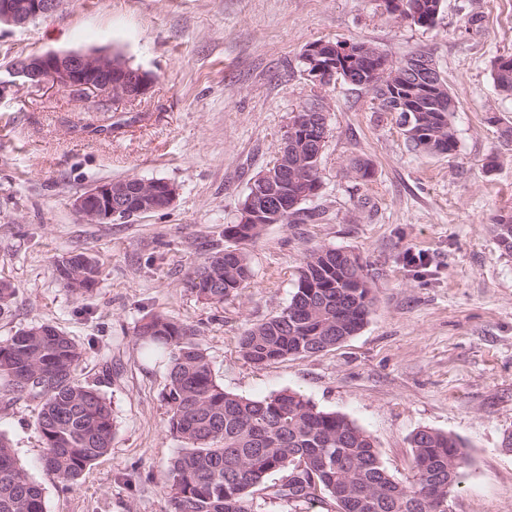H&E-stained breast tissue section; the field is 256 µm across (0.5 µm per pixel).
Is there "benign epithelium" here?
<instances>
[{
  "instance_id": "7a95c632",
  "label": "benign epithelium",
  "mask_w": 512,
  "mask_h": 512,
  "mask_svg": "<svg viewBox=\"0 0 512 512\" xmlns=\"http://www.w3.org/2000/svg\"><path fill=\"white\" fill-rule=\"evenodd\" d=\"M62 0H0V23L23 26L35 19L56 13ZM359 45L352 41L322 42L304 48L302 61L307 68L304 78L314 86H327L335 81L337 73L355 61ZM9 72L14 78L35 89L65 91L97 109L110 112L120 104L138 100L145 95L152 77L140 68H133L125 61H115L112 55L102 52H45L17 58ZM391 86L401 89L396 97V111H418L419 95L435 92L437 83L432 80L425 59L417 56L399 64V69L385 73ZM328 107L315 103L304 108L303 121L315 125V133L324 141L327 132ZM137 191L139 202L135 214L143 215L159 210L158 183L142 181ZM268 193L267 182L261 189H253L238 210V223L260 224L269 211L258 198ZM127 181L107 180L87 188L74 200L76 213L92 224H106L119 220L127 213Z\"/></svg>"
}]
</instances>
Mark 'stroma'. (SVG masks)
I'll list each match as a JSON object with an SVG mask.
<instances>
[{"mask_svg": "<svg viewBox=\"0 0 512 512\" xmlns=\"http://www.w3.org/2000/svg\"><path fill=\"white\" fill-rule=\"evenodd\" d=\"M473 12L483 17L476 32L464 26ZM337 39L396 61L431 56L459 101L457 153L409 152L398 113L381 111L372 90L309 85L304 46ZM46 51L118 52L154 77L140 100L108 113L23 85L0 100V279L15 288L0 340L41 323L66 333L115 423L110 452L67 488L40 461L39 403L0 396V433L42 487L46 512H170L163 472L181 443L167 428V365L147 359L135 335L149 313L199 327L225 391L293 390L347 416L395 477L411 472L414 431L458 437L468 465L452 512H512V254L494 232L512 214V141L500 136L512 98L490 72L512 53V0H443L429 30L378 0H64L50 17L0 25L1 78L18 57ZM316 97L330 107L322 188L303 204L317 219L265 225L244 247L250 285L220 306L198 298L188 271L224 249L225 224L280 153L293 112ZM358 160L371 178L356 174ZM128 177L173 183V205L112 224L76 214L86 188ZM317 248L363 268L373 296L364 326L309 357L246 362L243 331L288 306ZM410 249L428 268L405 262ZM74 251L99 264L84 296L53 271Z\"/></svg>", "mask_w": 512, "mask_h": 512, "instance_id": "1", "label": "stroma"}]
</instances>
